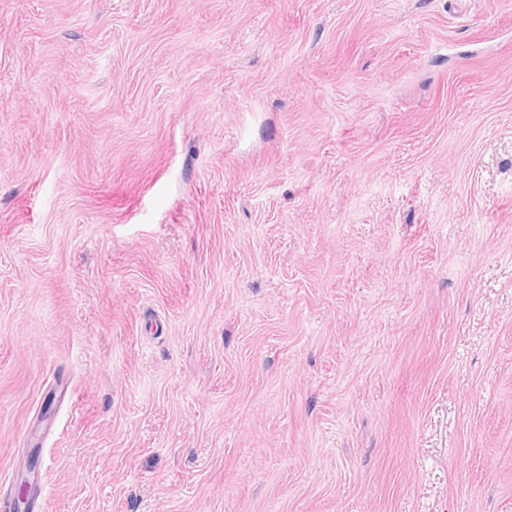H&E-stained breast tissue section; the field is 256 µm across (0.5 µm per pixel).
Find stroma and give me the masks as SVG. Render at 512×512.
I'll use <instances>...</instances> for the list:
<instances>
[{
    "label": "stroma",
    "instance_id": "obj_1",
    "mask_svg": "<svg viewBox=\"0 0 512 512\" xmlns=\"http://www.w3.org/2000/svg\"><path fill=\"white\" fill-rule=\"evenodd\" d=\"M31 459V512H512V0H0Z\"/></svg>",
    "mask_w": 512,
    "mask_h": 512
}]
</instances>
